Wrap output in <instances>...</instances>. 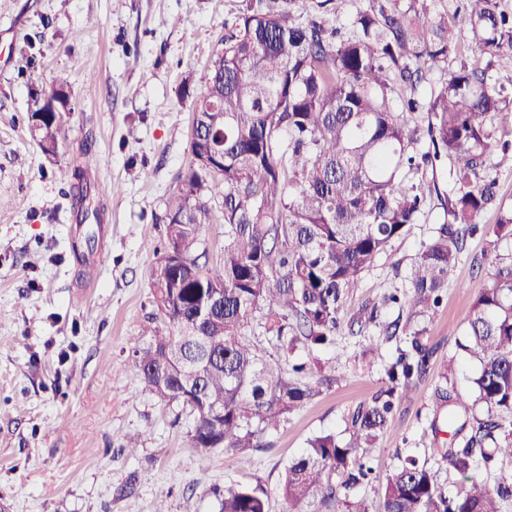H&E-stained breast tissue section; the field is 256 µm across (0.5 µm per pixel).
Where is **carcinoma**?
Instances as JSON below:
<instances>
[{"label": "carcinoma", "instance_id": "1", "mask_svg": "<svg viewBox=\"0 0 512 512\" xmlns=\"http://www.w3.org/2000/svg\"><path fill=\"white\" fill-rule=\"evenodd\" d=\"M434 0H372L342 36L324 20H301L296 0H249L221 40L208 78L192 88L191 161L166 208V240L182 244V259L156 261L153 288L159 322L137 352L146 389L166 404L195 413L190 438L202 460L218 448L263 447V435L335 381L310 352L335 343L344 320L376 327L370 352L398 339L385 366L387 381L347 418L349 439L320 433L281 472L286 512H309L315 502L341 512H369L362 500L339 497L370 480L364 459L393 417L398 401L429 373L434 350L412 319L437 311L448 274L477 218L497 207L485 230L496 243L512 238V204L499 201L491 147L512 150L498 137L512 125V90L497 70L512 68V12L495 0H465L448 16ZM462 22L481 57L448 66L451 34ZM448 67L428 99L418 96L426 70ZM58 93L34 101L41 117L39 149L67 140ZM426 112L431 148H416L405 113ZM450 160L454 188L444 221L432 228L406 276V291L383 295L403 304L405 322L383 323L376 304L347 316L346 303L362 274L417 223L425 205L414 179L436 161ZM79 224L100 222L98 187L73 170ZM224 186V256L218 265L195 252L208 218L205 192ZM288 359L284 371L253 342V322ZM464 356L478 365L467 393L448 383L443 366L433 392L431 430L453 429L441 461L464 489L442 492L436 471L409 457L382 484L379 512H500L512 483L491 488L473 474L500 454L512 456V261L500 262L472 304ZM463 420L455 426L457 420ZM220 512H268L254 489L226 484Z\"/></svg>", "mask_w": 512, "mask_h": 512}]
</instances>
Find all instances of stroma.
I'll use <instances>...</instances> for the list:
<instances>
[{
    "label": "stroma",
    "instance_id": "1",
    "mask_svg": "<svg viewBox=\"0 0 512 512\" xmlns=\"http://www.w3.org/2000/svg\"><path fill=\"white\" fill-rule=\"evenodd\" d=\"M244 0H0V503L9 512H219L217 490L237 481L283 512L278 486L288 460L312 436L347 438L346 419L386 379L367 337L342 329L335 346L314 349L336 382L269 431L263 447L220 448L201 462L189 408L159 401L134 364L143 331L158 313L152 271L165 243L166 201L187 168L191 101L227 24ZM369 0H296L303 17L351 33ZM65 86L70 139L43 155L28 129L36 98ZM99 188L100 265L74 252L69 191L74 167ZM449 160L419 179L427 202L416 224L364 273L351 303L377 301L405 285L443 218ZM222 187L207 193L210 213L196 244L210 264L224 253ZM512 260V238L489 245L468 237L448 277L442 306L423 322L436 361L455 360L459 391L476 369L460 357L478 292L496 262ZM434 375L396 406L376 448V478L352 489L378 506L381 481L413 456L428 461L448 495L463 482L440 459L432 433ZM138 436L135 453L124 449Z\"/></svg>",
    "mask_w": 512,
    "mask_h": 512
}]
</instances>
